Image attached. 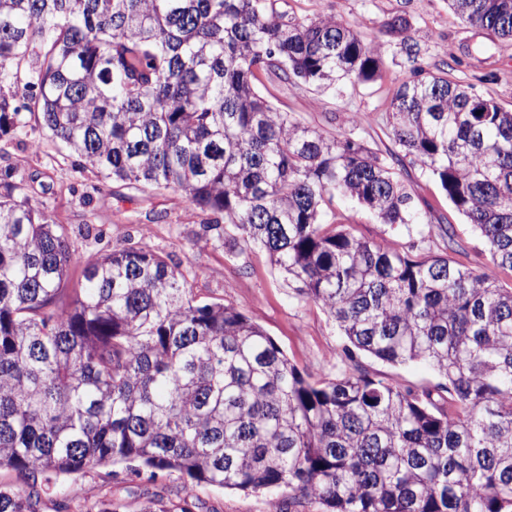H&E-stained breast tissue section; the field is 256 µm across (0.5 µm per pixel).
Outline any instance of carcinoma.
Here are the masks:
<instances>
[{"label": "carcinoma", "mask_w": 512, "mask_h": 512, "mask_svg": "<svg viewBox=\"0 0 512 512\" xmlns=\"http://www.w3.org/2000/svg\"><path fill=\"white\" fill-rule=\"evenodd\" d=\"M448 2L512 38V0ZM408 30L387 23L414 64L392 99V157L421 163L489 266L512 272V112L417 65ZM377 69L356 30L267 0H0V138L31 114L79 168L180 194L214 215L213 239L266 249L352 347L443 379L419 391L356 362L315 379L147 246L88 262L65 303L68 231L0 167V469L27 477L0 487V512H40L59 478L121 463L179 472L180 512L202 486L286 489L288 512H512V287L325 221L341 196L460 248L375 152L257 87L266 72L334 90Z\"/></svg>", "instance_id": "cac0c4a2"}]
</instances>
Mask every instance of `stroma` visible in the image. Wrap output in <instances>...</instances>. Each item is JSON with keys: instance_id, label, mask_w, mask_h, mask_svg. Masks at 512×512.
Instances as JSON below:
<instances>
[{"instance_id": "1", "label": "stroma", "mask_w": 512, "mask_h": 512, "mask_svg": "<svg viewBox=\"0 0 512 512\" xmlns=\"http://www.w3.org/2000/svg\"><path fill=\"white\" fill-rule=\"evenodd\" d=\"M274 12L298 19L331 17L372 41L380 58L373 79L352 80L330 91L309 84L291 85L272 74H261L259 89L280 111L329 135L365 144L383 161L396 146L390 134L391 101L411 69L400 51L399 38L385 25L395 15L410 23V34L421 47L419 63L449 79L472 86L475 93L494 98L512 111V40L469 25L448 7V0H269ZM41 141V150L32 142ZM0 163L11 165L14 179L42 202L63 224L76 252L65 280L80 287L82 269L100 254L148 245L183 274L193 296L233 306L258 323L301 372L332 378L352 362L365 365L380 378L417 388H434L438 374L421 364L393 366L364 354L348 358L347 341L321 306L296 299L271 264L265 249L225 245L202 236L210 216L172 191H137L80 171L66 151L47 138L37 122L0 139ZM419 211L451 220L462 245L452 258L483 269L487 253L483 240L453 209L440 186L417 162L397 166ZM329 220L351 225L357 236L405 247L402 229L379 223L362 206L335 199ZM180 473L163 471L155 479L131 474L125 465H108L63 481L57 494L45 498L41 512H58L67 501L77 512L85 500H115L124 512H140L139 491L150 487L175 512ZM207 512H275L287 500V490L244 492L202 487Z\"/></svg>"}]
</instances>
